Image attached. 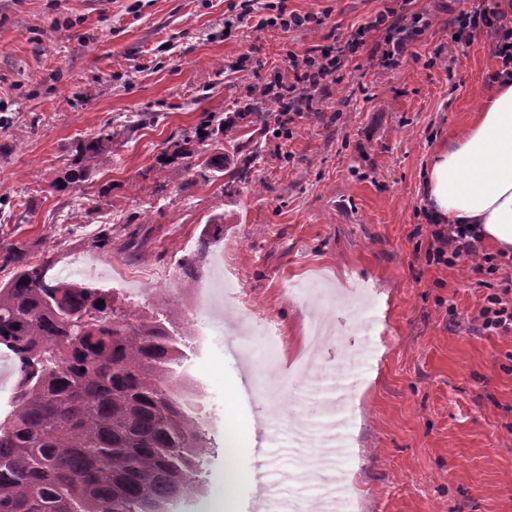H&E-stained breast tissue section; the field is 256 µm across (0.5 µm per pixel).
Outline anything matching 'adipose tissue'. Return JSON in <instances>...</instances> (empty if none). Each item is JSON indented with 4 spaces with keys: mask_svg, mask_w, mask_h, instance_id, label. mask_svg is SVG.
<instances>
[{
    "mask_svg": "<svg viewBox=\"0 0 512 512\" xmlns=\"http://www.w3.org/2000/svg\"><path fill=\"white\" fill-rule=\"evenodd\" d=\"M424 209L439 224H475L512 252V78L499 79L467 130L425 169Z\"/></svg>",
    "mask_w": 512,
    "mask_h": 512,
    "instance_id": "ef3b65f1",
    "label": "adipose tissue"
}]
</instances>
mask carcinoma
Here are the masks:
<instances>
[{"label":"carcinoma","mask_w":512,"mask_h":512,"mask_svg":"<svg viewBox=\"0 0 512 512\" xmlns=\"http://www.w3.org/2000/svg\"><path fill=\"white\" fill-rule=\"evenodd\" d=\"M124 129L85 145L105 155ZM25 263L0 284V345L18 359L0 426V512H162L200 473L201 422L175 387L185 337L158 315Z\"/></svg>","instance_id":"carcinoma-1"}]
</instances>
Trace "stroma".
Wrapping results in <instances>:
<instances>
[{
	"label": "stroma",
	"mask_w": 512,
	"mask_h": 512,
	"mask_svg": "<svg viewBox=\"0 0 512 512\" xmlns=\"http://www.w3.org/2000/svg\"><path fill=\"white\" fill-rule=\"evenodd\" d=\"M240 2L0 0V250L126 308L168 306L203 436L199 484L164 512H195L232 446L240 470L263 471L230 488L232 512L314 496L318 476L288 475L316 454L278 436L274 415L331 416L307 377L357 353L358 390L339 402L348 438L328 462L348 474L351 512H512V333L475 320L488 294L512 303V267L484 279L469 259L426 260V165L498 68L487 34L448 46L458 11L482 0H288L323 23L287 33L257 28L268 0L241 20ZM387 6L431 21L397 65L373 58L370 33L290 139L272 135L274 104L264 127L244 119L289 54L339 45ZM229 112L227 140L213 128ZM107 124L132 130L88 159ZM244 167L248 182L230 183ZM240 292L257 312L226 306Z\"/></svg>",
	"instance_id": "obj_1"
}]
</instances>
